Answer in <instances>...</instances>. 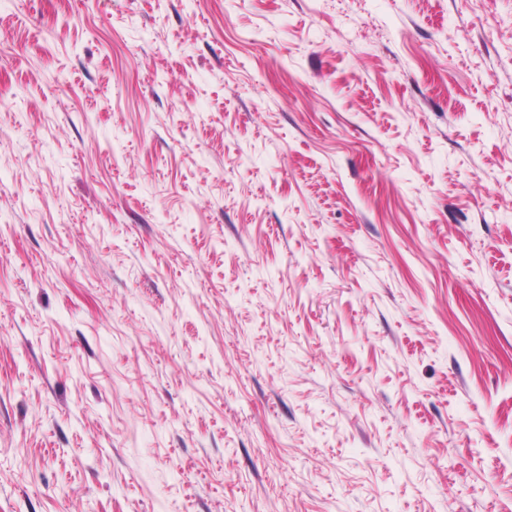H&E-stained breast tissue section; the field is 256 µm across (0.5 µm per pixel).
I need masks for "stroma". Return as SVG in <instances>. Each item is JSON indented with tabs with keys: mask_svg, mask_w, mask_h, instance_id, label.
Returning <instances> with one entry per match:
<instances>
[{
	"mask_svg": "<svg viewBox=\"0 0 512 512\" xmlns=\"http://www.w3.org/2000/svg\"><path fill=\"white\" fill-rule=\"evenodd\" d=\"M0 512H512V0H0Z\"/></svg>",
	"mask_w": 512,
	"mask_h": 512,
	"instance_id": "35a3bbf8",
	"label": "stroma"
}]
</instances>
